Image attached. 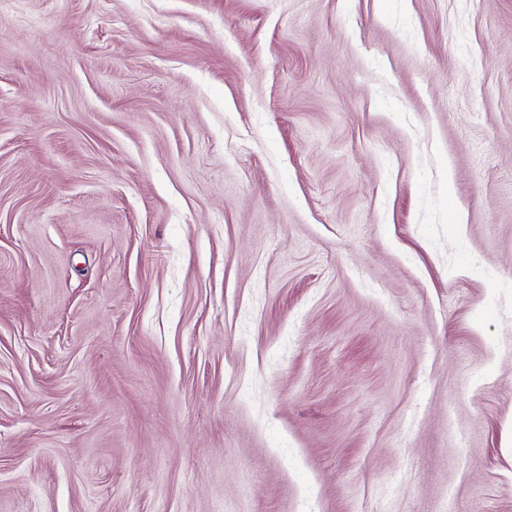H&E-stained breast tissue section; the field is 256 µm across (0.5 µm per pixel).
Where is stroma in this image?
I'll return each mask as SVG.
<instances>
[{
    "instance_id": "1",
    "label": "stroma",
    "mask_w": 512,
    "mask_h": 512,
    "mask_svg": "<svg viewBox=\"0 0 512 512\" xmlns=\"http://www.w3.org/2000/svg\"><path fill=\"white\" fill-rule=\"evenodd\" d=\"M0 512H512V0H0Z\"/></svg>"
}]
</instances>
